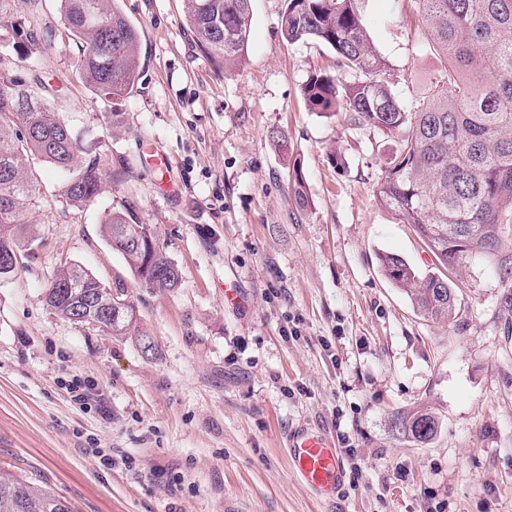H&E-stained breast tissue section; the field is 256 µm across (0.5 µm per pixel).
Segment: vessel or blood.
Here are the masks:
<instances>
[{"label": "vessel or blood", "instance_id": "b4317fda", "mask_svg": "<svg viewBox=\"0 0 512 512\" xmlns=\"http://www.w3.org/2000/svg\"><path fill=\"white\" fill-rule=\"evenodd\" d=\"M293 473L319 497L334 496L342 480V460L323 436L299 430L288 438Z\"/></svg>", "mask_w": 512, "mask_h": 512}]
</instances>
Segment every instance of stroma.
I'll list each match as a JSON object with an SVG mask.
<instances>
[{
	"mask_svg": "<svg viewBox=\"0 0 512 512\" xmlns=\"http://www.w3.org/2000/svg\"><path fill=\"white\" fill-rule=\"evenodd\" d=\"M360 6L413 109L441 65L415 0ZM119 7L140 36V78L119 106L82 81L59 0L33 18L50 45L11 35L0 50V75L38 66L80 146L124 164L78 208L62 194L66 173L32 162L35 241L0 278V468L37 474L77 512H512V288L469 258L451 275L456 316L437 323L384 275V253L422 276L438 262L375 197L398 135L323 117L301 96L309 75H338L334 51L287 43L284 0H252L246 62L227 74L201 52L184 0ZM115 108L123 127L110 123ZM296 169L307 208L291 193ZM124 204L156 229L179 288L141 287L102 237L104 211ZM70 263L124 284L155 357L49 311L45 292ZM77 383L87 403L74 400ZM419 407L439 422L424 443L393 423ZM299 429L357 451L332 499L290 469Z\"/></svg>",
	"mask_w": 512,
	"mask_h": 512,
	"instance_id": "1",
	"label": "stroma"
}]
</instances>
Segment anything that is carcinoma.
<instances>
[{
  "label": "carcinoma",
  "mask_w": 512,
  "mask_h": 512,
  "mask_svg": "<svg viewBox=\"0 0 512 512\" xmlns=\"http://www.w3.org/2000/svg\"><path fill=\"white\" fill-rule=\"evenodd\" d=\"M0 0V30L41 43L22 28L18 4ZM68 38L78 49L82 79L100 98L117 103L140 78L139 33L117 0H60ZM425 29L443 57L417 110L408 112L387 78V63L371 46L359 0H285L280 29L289 43L321 42L337 55L343 76L313 74L301 91L310 110L325 116L350 112L382 135L405 131L375 196L404 224L413 225L443 267L448 239L468 246L467 254L492 258L512 278V0H418ZM186 21L203 52L225 72L241 69L251 32V0H185ZM57 90L38 74L32 82L0 76V251L15 255L34 242L26 224L36 177L37 156L68 173L63 195L74 206L93 204L106 171L97 156H83L73 129L48 105ZM292 193L298 206L310 205L300 172ZM100 232L145 288L171 290L181 274L167 256L155 229L136 210L122 206L104 216ZM386 277L424 316L449 320L457 300L442 271L423 278L394 254L379 257ZM71 280L72 288L56 281ZM112 301L105 332L136 336L143 353L157 347L138 325L125 287L107 288L78 265L57 271L46 294L49 309L76 324L100 315ZM395 427L419 442L435 435L438 422L425 411L399 414ZM0 512H76L69 498L44 481L0 469Z\"/></svg>",
  "instance_id": "obj_1"
}]
</instances>
